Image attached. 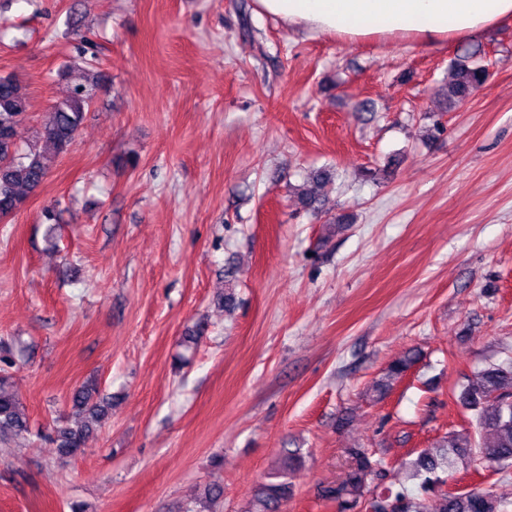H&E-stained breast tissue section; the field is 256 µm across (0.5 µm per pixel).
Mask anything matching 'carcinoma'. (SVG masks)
<instances>
[{
  "label": "carcinoma",
  "mask_w": 512,
  "mask_h": 512,
  "mask_svg": "<svg viewBox=\"0 0 512 512\" xmlns=\"http://www.w3.org/2000/svg\"><path fill=\"white\" fill-rule=\"evenodd\" d=\"M478 51L464 49L451 62L448 101H464L488 79V66L477 58ZM99 75L76 81L69 95L53 105L41 137L54 154L67 153L83 125ZM26 84L13 76H0V217L16 211L26 194L36 190L47 176L43 155L34 147L21 151L18 128L29 108ZM407 355L388 368V378H401L414 363ZM12 377L0 368V440L30 433L25 407L11 390ZM457 403L471 413L473 429L448 433L434 456L421 451L408 462L420 480L421 494L412 496L403 485L390 481L383 458L369 448H350V463L344 479L321 489L325 500L336 503L337 512H508L509 502L485 489L448 493V472L458 464L470 467L479 462L497 471L512 469V358L489 363L462 385ZM75 418L52 428L49 439L60 455H76L108 412L96 384L86 383L71 395ZM283 483L261 486L253 498L256 512H275L286 496Z\"/></svg>",
  "instance_id": "1"
}]
</instances>
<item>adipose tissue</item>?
I'll list each match as a JSON object with an SVG mask.
<instances>
[{"mask_svg": "<svg viewBox=\"0 0 512 512\" xmlns=\"http://www.w3.org/2000/svg\"><path fill=\"white\" fill-rule=\"evenodd\" d=\"M288 27L367 39L453 42L512 17V0H255Z\"/></svg>", "mask_w": 512, "mask_h": 512, "instance_id": "adipose-tissue-1", "label": "adipose tissue"}]
</instances>
